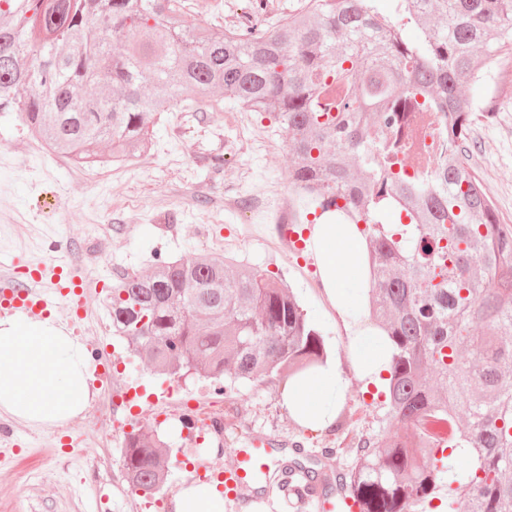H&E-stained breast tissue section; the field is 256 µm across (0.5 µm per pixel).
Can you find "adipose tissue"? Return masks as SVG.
<instances>
[{
    "instance_id": "1",
    "label": "adipose tissue",
    "mask_w": 512,
    "mask_h": 512,
    "mask_svg": "<svg viewBox=\"0 0 512 512\" xmlns=\"http://www.w3.org/2000/svg\"><path fill=\"white\" fill-rule=\"evenodd\" d=\"M311 248L322 284L352 320L363 308L357 294L365 282V243L351 225L323 217L311 231ZM351 358L365 379L380 383L388 374L391 349L378 337H362ZM89 363L82 345L59 328L52 316L0 318V411L34 426H62L83 413L92 400ZM343 382L336 362L285 386L284 403L304 427L331 420ZM219 481L183 482L172 499L174 512H224Z\"/></svg>"
}]
</instances>
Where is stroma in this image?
I'll use <instances>...</instances> for the list:
<instances>
[{
	"mask_svg": "<svg viewBox=\"0 0 512 512\" xmlns=\"http://www.w3.org/2000/svg\"><path fill=\"white\" fill-rule=\"evenodd\" d=\"M186 27L224 30L233 10L246 0H182ZM491 118L477 117L467 144L466 162L492 200L501 223L512 224V56L502 59L488 83ZM291 159L284 129L264 115L244 112L223 95L208 96L195 112H167L156 127L150 150L124 164L93 168L73 165L31 139L11 117H0V249L23 262L40 260L47 240L97 254L99 262L82 275L96 284L85 317L55 309L84 347L98 341L92 323L102 316V292L112 273L154 269L158 259L193 258L222 253L245 262L290 287L308 321L323 336L346 378L336 400L347 437H384L404 431L389 412L384 394L362 379L349 349L360 328L330 299L312 252L297 233L260 224L248 231L225 213L228 195L253 199L274 184L280 204L293 205L289 186ZM111 382L91 377L93 401L84 416L63 428H33L15 423L11 438L0 437V512H172V498L183 481L204 472L234 469L236 449L265 439L285 448L270 461L277 472L294 460L313 464L335 449L336 435L302 427L283 404L281 389L269 380L247 382L225 395L211 381L154 374L126 343L111 341ZM134 393L130 407L103 421L98 412L108 385ZM209 408L236 439L197 442L183 428L185 414ZM157 427L172 467L152 500L135 493L123 476L122 440L133 428ZM45 448L61 457L81 456L91 468L47 469L41 485L23 488L15 474L18 461Z\"/></svg>",
	"mask_w": 512,
	"mask_h": 512,
	"instance_id": "stroma-1",
	"label": "stroma"
}]
</instances>
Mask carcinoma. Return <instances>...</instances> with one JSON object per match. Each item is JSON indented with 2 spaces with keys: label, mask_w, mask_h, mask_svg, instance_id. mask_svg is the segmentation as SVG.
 Masks as SVG:
<instances>
[{
  "label": "carcinoma",
  "mask_w": 512,
  "mask_h": 512,
  "mask_svg": "<svg viewBox=\"0 0 512 512\" xmlns=\"http://www.w3.org/2000/svg\"><path fill=\"white\" fill-rule=\"evenodd\" d=\"M0 0V116L77 164L126 163L160 116L217 90L288 131L294 223L365 224L370 314L392 349L389 407L412 433L368 438L340 473L289 472L359 512H416L439 491L438 453L472 449L443 512H512V225L462 160L485 81L512 46V0H251L224 33L186 29L177 0ZM450 119L448 154L411 178L416 112ZM112 335L155 370L295 382L326 363L288 289L223 255L112 282ZM444 422L446 435L427 431ZM157 432L123 441L135 490L164 483Z\"/></svg>",
  "instance_id": "cac0c4a2"
}]
</instances>
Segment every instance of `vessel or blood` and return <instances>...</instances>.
<instances>
[{
  "label": "vessel or blood",
  "mask_w": 512,
  "mask_h": 512,
  "mask_svg": "<svg viewBox=\"0 0 512 512\" xmlns=\"http://www.w3.org/2000/svg\"><path fill=\"white\" fill-rule=\"evenodd\" d=\"M46 262L29 266L25 277H17L18 255L0 251V308L36 317L58 305L82 311L86 303L87 285L78 275L66 273L67 262L56 245L46 250ZM277 443L269 439L263 446L242 451L238 466L228 480L233 488L254 492L262 480L264 459L275 454Z\"/></svg>",
  "instance_id": "obj_1"
}]
</instances>
